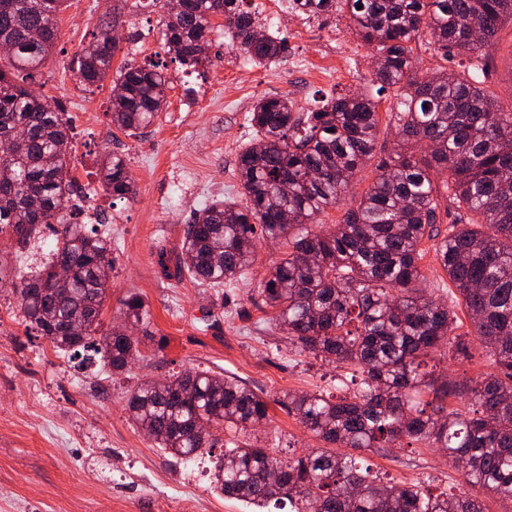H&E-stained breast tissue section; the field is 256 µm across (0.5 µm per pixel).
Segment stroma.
I'll list each match as a JSON object with an SVG mask.
<instances>
[{"mask_svg": "<svg viewBox=\"0 0 512 512\" xmlns=\"http://www.w3.org/2000/svg\"><path fill=\"white\" fill-rule=\"evenodd\" d=\"M161 14L160 0H66L52 53L37 77L40 92L62 102L72 121L71 165L86 196L73 220L112 240L115 262L102 324L119 321L120 299L138 293L151 311L156 345L113 378L57 354L40 333L25 328L12 294L11 275L36 268L31 250L0 239V264L9 273L0 280V512H252L211 490L210 458L177 461L133 426L126 410L130 390L141 380L186 369L236 377L271 399L270 421L255 434L284 456L321 442L276 398L286 391L332 394L354 374L353 367L298 352L250 301L249 290L281 256L277 245H260L245 280L232 288L177 278L175 261L189 214L213 198L241 195L235 164L252 134L247 115L253 104L285 96L304 112L326 92L369 90L375 66L369 48L350 30L346 13L336 14L331 33L301 29L300 17L291 13L269 29L287 43L277 62L255 66L228 52L217 26L210 34L211 65L188 74L161 49ZM104 20L118 45L113 69L155 62L167 66L174 84L168 107L133 137L106 117L110 86L84 92L71 69ZM340 42L351 49L343 60L336 53ZM484 53L487 90L500 101L512 100L511 22L500 25ZM299 57L307 58L305 67L295 66ZM395 103L390 90L379 98L376 150L352 180L345 203L320 214V223H339L372 185L381 157L397 149ZM110 154L130 160L137 191L131 201L113 202L98 187V165ZM422 266L426 294L463 312L433 255ZM368 460L381 478L417 482L436 493L464 488L482 499L487 512H512L511 501L465 487L434 446L374 451Z\"/></svg>", "mask_w": 512, "mask_h": 512, "instance_id": "obj_1", "label": "stroma"}]
</instances>
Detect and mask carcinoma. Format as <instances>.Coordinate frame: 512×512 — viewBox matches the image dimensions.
Returning a JSON list of instances; mask_svg holds the SVG:
<instances>
[{
  "label": "carcinoma",
  "mask_w": 512,
  "mask_h": 512,
  "mask_svg": "<svg viewBox=\"0 0 512 512\" xmlns=\"http://www.w3.org/2000/svg\"><path fill=\"white\" fill-rule=\"evenodd\" d=\"M161 15L162 50L181 68L212 62L208 34L224 19L229 48L252 64L272 63L285 40L262 35L247 0H178ZM362 8H357V5ZM62 0H0V237L26 245L52 232L51 261L13 282L26 327L63 356L92 352L110 375L142 357L140 340L101 327L113 267L112 246L96 229L70 223L81 208L72 175L71 124L59 104L35 89L56 37ZM298 12L348 14L354 33L372 47V83L396 89L399 149L378 166L375 181L338 224L316 217L338 204L375 150L378 110L369 92H331L309 112L286 96L260 99L247 121L253 137L239 151L242 201L215 199L183 227L180 270L199 285L233 287L245 278L260 243L282 249L265 280L250 290L269 322L297 351L351 365L357 388L340 396L285 392L275 403L329 444L281 457L249 432L269 418V402L242 381L207 370L148 379L131 391L129 419L171 457L189 461L224 443L213 462L214 489L257 508L289 503L291 512H486L462 491L434 494L419 484L384 482L363 453L404 439L448 450L463 482L512 501V102L497 106L484 88L482 49L512 0H292ZM434 48L464 71L414 70V46ZM117 44L91 42L74 63L79 84L93 92L112 69ZM113 83L124 88L106 113L131 135L152 125L167 105L172 78L159 66L127 64ZM447 178L439 180L442 173ZM99 187L112 201L135 197L127 159L99 167ZM453 205V229L439 237L441 199ZM466 308L493 371L456 382L426 371L451 345L460 360L471 343L456 313L426 297L424 241ZM70 287L56 290V271ZM123 321L153 335L143 298L130 293ZM472 413L442 416L448 397Z\"/></svg>",
  "instance_id": "carcinoma-1"
}]
</instances>
